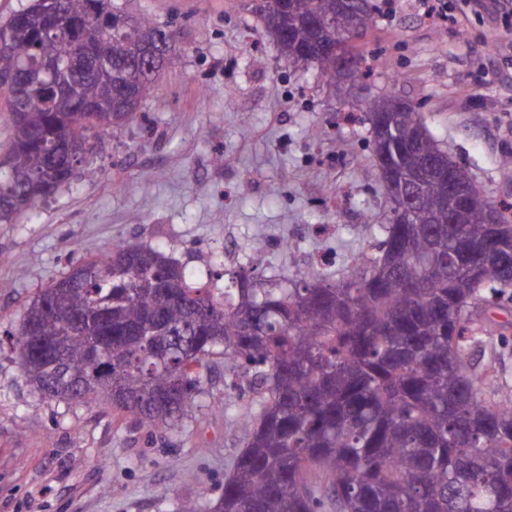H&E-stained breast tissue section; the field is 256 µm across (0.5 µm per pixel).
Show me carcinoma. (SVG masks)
I'll return each mask as SVG.
<instances>
[{"label":"carcinoma","mask_w":512,"mask_h":512,"mask_svg":"<svg viewBox=\"0 0 512 512\" xmlns=\"http://www.w3.org/2000/svg\"><path fill=\"white\" fill-rule=\"evenodd\" d=\"M110 2L66 0L82 33L59 32L50 49L72 58L79 41H96L112 80L83 62L71 75L72 97L51 102L39 88L8 96L23 113L0 157V222L56 194L105 148L90 134L124 114L121 86L132 81L140 99L149 96L156 74L139 60L145 46H165L159 69L177 64L166 30ZM254 12L288 65L333 81L361 78L349 46L366 29L350 31L345 19L325 31L330 42L345 31L334 51L302 55L288 44L312 37L298 26L302 16H336V0H260ZM42 27L36 17L0 25L11 40L0 51V84L39 62ZM389 99L362 100L352 84L346 91L370 122ZM83 100L96 111H80ZM395 124V142L415 146L404 163L417 172L440 147L430 136L417 142L425 123L414 106ZM453 178L469 195L460 223H448L447 186L427 172L414 205L434 223L399 224L388 214L377 252L361 254L358 271L341 281L308 271L268 287L254 276L257 252L251 269L215 290L187 280L156 248L116 242L28 304L11 332L19 365L52 399L103 401L154 431L176 427L193 408L210 356L231 358L262 389L238 414L251 425L246 447L217 500H189L179 512H512V396L472 359L473 348L493 346L473 308L512 288V218L486 223L490 194L463 167ZM88 336L99 337L112 378L89 370Z\"/></svg>","instance_id":"carcinoma-1"}]
</instances>
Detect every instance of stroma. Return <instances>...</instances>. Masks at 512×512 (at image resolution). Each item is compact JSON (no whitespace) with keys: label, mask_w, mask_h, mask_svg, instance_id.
<instances>
[{"label":"stroma","mask_w":512,"mask_h":512,"mask_svg":"<svg viewBox=\"0 0 512 512\" xmlns=\"http://www.w3.org/2000/svg\"><path fill=\"white\" fill-rule=\"evenodd\" d=\"M170 31L180 58L134 119L89 155L94 177L74 176L35 212L0 224V512H179L217 499L249 428L225 408L251 407L243 375L209 360L193 409L174 429L148 431L96 404L42 396L21 373L8 332L29 300L112 243L161 249L192 281L234 271L253 251L272 278L336 256L343 279L379 237L387 206L358 106L315 69L289 67L251 0H114ZM436 23L421 0H390L358 50L367 92L419 106L439 147L496 202L512 203V0H445ZM504 342L493 363L512 391V301L487 309Z\"/></svg>","instance_id":"obj_1"}]
</instances>
